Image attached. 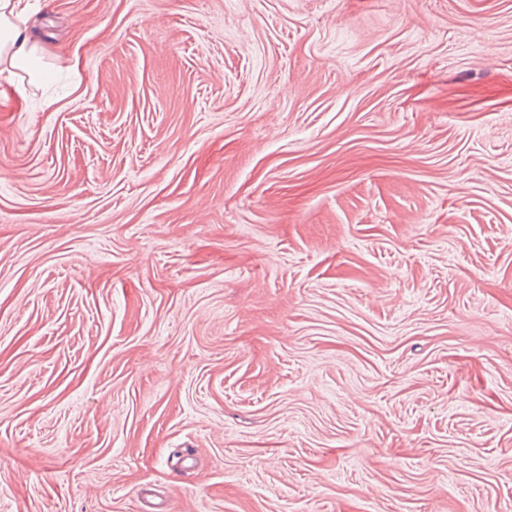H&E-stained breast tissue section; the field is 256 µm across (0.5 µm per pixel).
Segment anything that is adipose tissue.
<instances>
[{"label": "adipose tissue", "mask_w": 512, "mask_h": 512, "mask_svg": "<svg viewBox=\"0 0 512 512\" xmlns=\"http://www.w3.org/2000/svg\"><path fill=\"white\" fill-rule=\"evenodd\" d=\"M23 11L22 0H0V64L36 82L42 79L43 68L36 46L19 25Z\"/></svg>", "instance_id": "ef3b65f1"}]
</instances>
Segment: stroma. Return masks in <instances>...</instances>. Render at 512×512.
I'll return each mask as SVG.
<instances>
[{
  "instance_id": "obj_1",
  "label": "stroma",
  "mask_w": 512,
  "mask_h": 512,
  "mask_svg": "<svg viewBox=\"0 0 512 512\" xmlns=\"http://www.w3.org/2000/svg\"><path fill=\"white\" fill-rule=\"evenodd\" d=\"M28 2L0 512H512V0Z\"/></svg>"
}]
</instances>
